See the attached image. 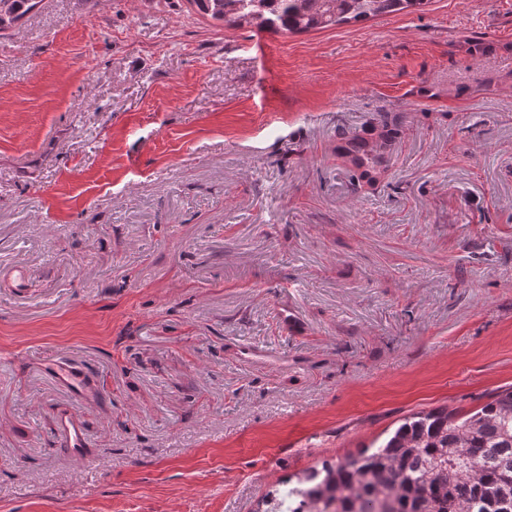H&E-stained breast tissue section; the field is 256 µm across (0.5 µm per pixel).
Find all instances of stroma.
<instances>
[{
    "label": "stroma",
    "instance_id": "obj_1",
    "mask_svg": "<svg viewBox=\"0 0 512 512\" xmlns=\"http://www.w3.org/2000/svg\"><path fill=\"white\" fill-rule=\"evenodd\" d=\"M386 124L358 180L338 148ZM509 387L512 0L292 34L41 0L0 33V512H255ZM57 428L72 454L82 458L89 445L86 434L77 421L71 416L63 415L58 421Z\"/></svg>",
    "mask_w": 512,
    "mask_h": 512
}]
</instances>
